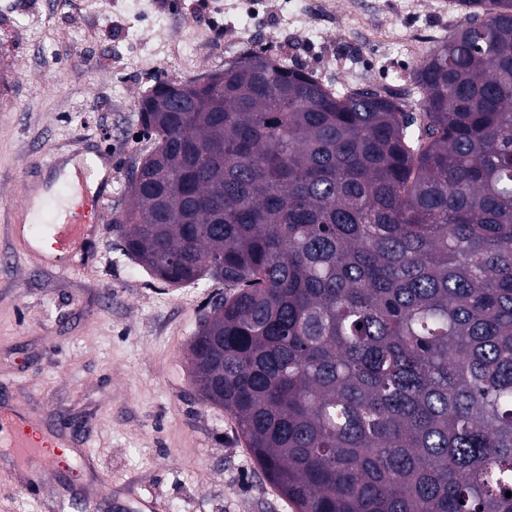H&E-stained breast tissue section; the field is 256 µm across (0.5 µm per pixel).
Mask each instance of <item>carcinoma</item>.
<instances>
[{"mask_svg":"<svg viewBox=\"0 0 512 512\" xmlns=\"http://www.w3.org/2000/svg\"><path fill=\"white\" fill-rule=\"evenodd\" d=\"M457 5L415 106L261 51L137 102L124 250L224 284L193 380L295 512H512V0Z\"/></svg>","mask_w":512,"mask_h":512,"instance_id":"obj_1","label":"carcinoma"}]
</instances>
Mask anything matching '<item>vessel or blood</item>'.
Wrapping results in <instances>:
<instances>
[{
  "instance_id": "obj_1",
  "label": "vessel or blood",
  "mask_w": 512,
  "mask_h": 512,
  "mask_svg": "<svg viewBox=\"0 0 512 512\" xmlns=\"http://www.w3.org/2000/svg\"><path fill=\"white\" fill-rule=\"evenodd\" d=\"M97 176V167L85 162L49 185L39 182L34 165L23 177L21 200L9 206L7 217L20 227L17 249L37 259L40 269L68 266L70 257L94 236L112 202L111 193L97 184ZM41 215L47 216L54 239L49 255L37 247L35 234L22 229L31 217ZM72 445V436L51 428L44 417L14 409L0 411V447L23 471L25 489H43L47 479L62 469L63 449Z\"/></svg>"
}]
</instances>
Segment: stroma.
<instances>
[{"mask_svg": "<svg viewBox=\"0 0 512 512\" xmlns=\"http://www.w3.org/2000/svg\"><path fill=\"white\" fill-rule=\"evenodd\" d=\"M0 0V208L52 150L112 153L111 214L154 148L136 110L163 79L191 82L252 50L287 58L334 92L416 95L417 33L430 48L463 20L449 0ZM0 223V407L73 428L124 497L157 512H293L254 464L234 420L201 400L187 352L223 284L170 286L105 222L75 268L37 269ZM92 476L72 467L37 496L0 455V512H78Z\"/></svg>", "mask_w": 512, "mask_h": 512, "instance_id": "35a3bbf8", "label": "stroma"}]
</instances>
